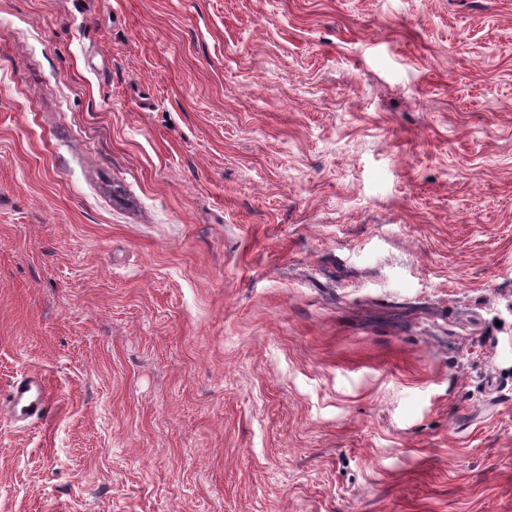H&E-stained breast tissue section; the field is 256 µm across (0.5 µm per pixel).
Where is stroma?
<instances>
[{
  "label": "stroma",
  "mask_w": 512,
  "mask_h": 512,
  "mask_svg": "<svg viewBox=\"0 0 512 512\" xmlns=\"http://www.w3.org/2000/svg\"><path fill=\"white\" fill-rule=\"evenodd\" d=\"M0 512H512V0H0ZM49 389L45 379L32 376L13 386L7 409L13 421L36 418L46 413Z\"/></svg>",
  "instance_id": "1"
}]
</instances>
